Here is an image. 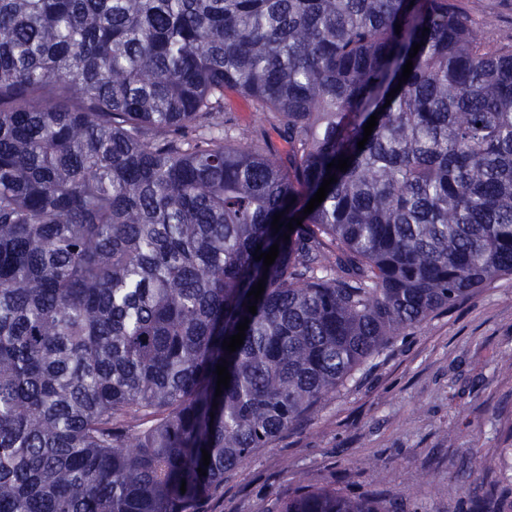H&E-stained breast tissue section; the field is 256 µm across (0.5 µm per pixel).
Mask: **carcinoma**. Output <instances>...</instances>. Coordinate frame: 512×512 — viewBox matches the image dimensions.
Returning a JSON list of instances; mask_svg holds the SVG:
<instances>
[{"label":"carcinoma","instance_id":"obj_1","mask_svg":"<svg viewBox=\"0 0 512 512\" xmlns=\"http://www.w3.org/2000/svg\"><path fill=\"white\" fill-rule=\"evenodd\" d=\"M496 27L458 0H0V512H194L391 339L511 276ZM229 92L259 123L225 120Z\"/></svg>","mask_w":512,"mask_h":512}]
</instances>
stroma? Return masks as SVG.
<instances>
[{
    "label": "stroma",
    "instance_id": "obj_1",
    "mask_svg": "<svg viewBox=\"0 0 512 512\" xmlns=\"http://www.w3.org/2000/svg\"><path fill=\"white\" fill-rule=\"evenodd\" d=\"M512 277L431 314L334 398L257 452L199 512H271L334 488L397 512H512ZM475 456L499 460L476 473Z\"/></svg>",
    "mask_w": 512,
    "mask_h": 512
}]
</instances>
